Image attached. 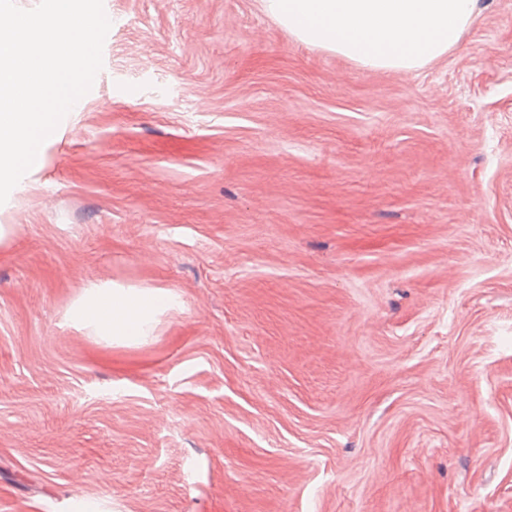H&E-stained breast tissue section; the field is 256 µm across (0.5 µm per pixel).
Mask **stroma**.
<instances>
[{
  "label": "stroma",
  "instance_id": "obj_1",
  "mask_svg": "<svg viewBox=\"0 0 512 512\" xmlns=\"http://www.w3.org/2000/svg\"><path fill=\"white\" fill-rule=\"evenodd\" d=\"M0 205V512H512V0L408 72L261 0H103ZM92 281L180 305L141 345ZM179 296L164 288L91 282L67 312L73 327L107 343L142 344L154 335L158 316Z\"/></svg>",
  "mask_w": 512,
  "mask_h": 512
}]
</instances>
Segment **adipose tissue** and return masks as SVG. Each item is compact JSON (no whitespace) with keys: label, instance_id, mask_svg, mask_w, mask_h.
I'll list each match as a JSON object with an SVG mask.
<instances>
[{"label":"adipose tissue","instance_id":"1","mask_svg":"<svg viewBox=\"0 0 512 512\" xmlns=\"http://www.w3.org/2000/svg\"><path fill=\"white\" fill-rule=\"evenodd\" d=\"M178 303L164 288L92 282L67 312L73 327L108 343L142 344L153 336L159 315Z\"/></svg>","mask_w":512,"mask_h":512}]
</instances>
